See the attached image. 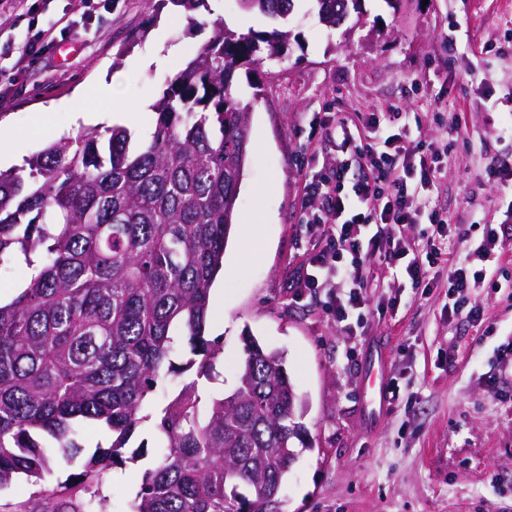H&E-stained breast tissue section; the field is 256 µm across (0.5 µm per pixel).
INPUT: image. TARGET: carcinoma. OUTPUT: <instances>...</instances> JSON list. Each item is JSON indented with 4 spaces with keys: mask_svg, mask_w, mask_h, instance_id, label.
<instances>
[{
    "mask_svg": "<svg viewBox=\"0 0 512 512\" xmlns=\"http://www.w3.org/2000/svg\"><path fill=\"white\" fill-rule=\"evenodd\" d=\"M285 20L294 0H240ZM329 28L353 0H313ZM288 32L218 28L168 80L149 138L126 126L63 137L0 171V269L25 287L0 301V490L50 461L80 472L42 492L35 512H109L99 473L122 461L157 381L173 368L174 337L201 357L211 288L224 266L245 176L249 109L235 72L283 55ZM238 384L200 413L184 386L156 422L161 456L129 512H285L281 490L312 447L283 353L243 336ZM115 439L83 458L87 427ZM244 487L247 493L238 492Z\"/></svg>",
    "mask_w": 512,
    "mask_h": 512,
    "instance_id": "cac0c4a2",
    "label": "carcinoma"
}]
</instances>
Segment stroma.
Returning <instances> with one entry per match:
<instances>
[{"label": "stroma", "instance_id": "1", "mask_svg": "<svg viewBox=\"0 0 512 512\" xmlns=\"http://www.w3.org/2000/svg\"><path fill=\"white\" fill-rule=\"evenodd\" d=\"M0 30V129L14 134L12 165L84 128L74 96L100 78L123 76L107 107L128 115L138 134L153 128V103L170 79L221 24L269 29L239 0H208L186 13L171 0H112L85 17L73 36H57L38 58L17 50L36 31L70 17L74 0H30ZM285 59L267 60L235 82L250 103L249 156L237 220L257 211L268 219L261 243L240 247L233 232L224 253L225 279L210 295L208 339L222 351L203 399L231 393L244 358V334L283 352L303 402L313 442L301 451L284 485L286 512H512V239L500 263L499 289L477 290L480 328L448 312V266L439 264L428 294L396 293L371 260L363 290L366 316L351 336L328 313L324 297H296L290 283L316 239L300 222L306 182L302 159L336 149L317 125L324 113L345 118L354 136L370 113L399 107L422 114L410 140L447 139L438 204L469 235H451L452 255L474 253L487 232L512 226V189L488 179L486 156H512V0H360L337 29L327 28L309 0L288 19ZM146 36L131 51L132 33ZM143 63L132 71L133 62ZM399 294L395 309L376 306ZM190 346L176 338L173 372L149 396L117 465L104 468L99 492L112 512H128L149 464L160 409L195 370ZM398 384L401 408L373 413L364 394L370 376Z\"/></svg>", "mask_w": 512, "mask_h": 512}]
</instances>
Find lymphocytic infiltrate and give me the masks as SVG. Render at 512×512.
I'll return each mask as SVG.
<instances>
[{
	"instance_id": "lymphocytic-infiltrate-1",
	"label": "lymphocytic infiltrate",
	"mask_w": 512,
	"mask_h": 512,
	"mask_svg": "<svg viewBox=\"0 0 512 512\" xmlns=\"http://www.w3.org/2000/svg\"><path fill=\"white\" fill-rule=\"evenodd\" d=\"M407 113L372 114L367 133L356 139L349 124L325 115L322 134L332 140L340 157L322 164L306 181L302 221L318 240V249L292 282L298 294L325 293L336 323L354 332L367 307L362 292L367 259L381 261L384 273L402 276L413 289L429 288L431 271L448 264V311L465 304L471 289L486 281L475 258L502 255L503 241L483 239L476 256L447 258L452 226L438 209L439 151L408 140ZM428 220L424 249L399 236L398 228Z\"/></svg>"
}]
</instances>
